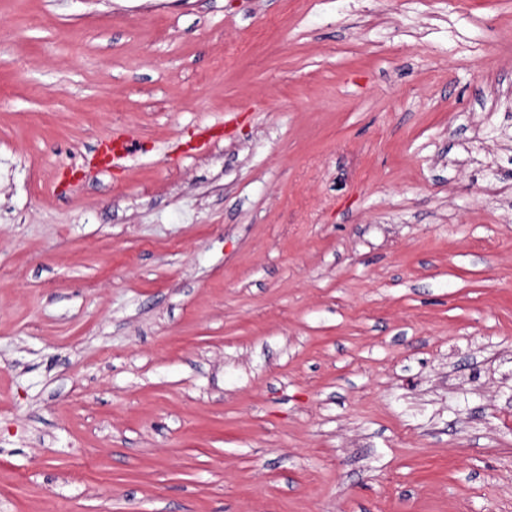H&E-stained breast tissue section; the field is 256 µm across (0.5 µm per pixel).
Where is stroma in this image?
<instances>
[{
  "mask_svg": "<svg viewBox=\"0 0 512 512\" xmlns=\"http://www.w3.org/2000/svg\"><path fill=\"white\" fill-rule=\"evenodd\" d=\"M0 512H512V0H0ZM98 153L102 161L108 164L117 165L130 153V146L123 140L103 139L99 143Z\"/></svg>",
  "mask_w": 512,
  "mask_h": 512,
  "instance_id": "35a3bbf8",
  "label": "stroma"
}]
</instances>
